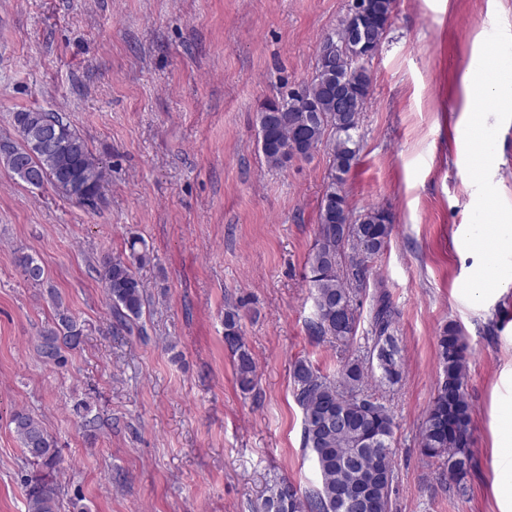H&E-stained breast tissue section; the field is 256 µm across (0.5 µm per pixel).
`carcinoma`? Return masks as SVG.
Masks as SVG:
<instances>
[{"instance_id":"cac0c4a2","label":"carcinoma","mask_w":512,"mask_h":512,"mask_svg":"<svg viewBox=\"0 0 512 512\" xmlns=\"http://www.w3.org/2000/svg\"><path fill=\"white\" fill-rule=\"evenodd\" d=\"M362 10L348 7L332 35L350 48L377 53L395 8V0H360ZM321 76L270 102L259 114V142L266 163L273 169L294 158L307 159L319 146H329L330 180L322 195L317 238L309 253L307 279L315 303L305 324L308 336H330L350 345L360 324L356 297L367 286L369 263L385 250L392 231L391 217L383 209L369 208L353 218L344 189L360 150L357 133L360 115L370 98L368 69L336 54L328 62L316 61ZM49 120L64 132V145L50 153L28 156V163L66 199L93 205L101 197L103 171L86 140L61 113L29 109L13 115L18 152ZM142 240L133 237L128 252L107 257L99 272L101 286L117 328L132 331L146 306L147 294L136 269L150 262ZM353 251L347 257V251ZM21 271L34 284L45 278L43 266L31 255L18 256ZM56 306L53 325L39 336L38 350L48 362L61 364L63 352L79 346L83 329ZM397 311L386 293L376 297L370 323L372 348L363 356H350L337 379L320 373L305 360L293 364L295 401L302 411V445L318 473V485L300 490L285 480L266 488L261 512H392L394 481L392 442L396 423L384 398L368 387L377 374L395 384L401 376L394 341ZM224 344L233 358L237 385L244 394L256 386V363L242 336L241 316L229 307L224 312ZM437 358L443 379L419 430L422 454L439 464L442 476L465 491L472 467L469 448V406L464 397L466 376L462 331L445 326L437 337ZM14 433L26 459L42 470L24 479L27 512H59L61 485L54 474L58 450L53 437L32 414L12 415Z\"/></svg>"}]
</instances>
